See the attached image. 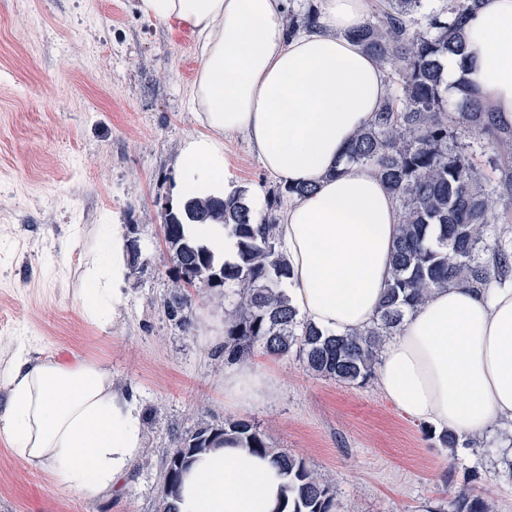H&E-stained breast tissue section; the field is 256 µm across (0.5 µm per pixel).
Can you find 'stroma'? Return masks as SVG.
I'll return each instance as SVG.
<instances>
[{"instance_id":"obj_1","label":"stroma","mask_w":512,"mask_h":512,"mask_svg":"<svg viewBox=\"0 0 512 512\" xmlns=\"http://www.w3.org/2000/svg\"><path fill=\"white\" fill-rule=\"evenodd\" d=\"M140 0H0V366L17 344L65 364L94 361L144 408L147 448L108 497L62 487L21 464L0 438V512H157L165 457L190 430L246 420L270 447L302 458L334 490L336 512H437L468 489L512 512V429L459 438L398 409L375 381L344 384L296 354L253 350L278 391L247 410L224 402V344L233 309L215 290L194 299L192 327L161 308L175 263L162 213L185 140L200 131L189 90L196 36L143 15ZM27 24H18L19 16ZM68 58L59 67V58ZM233 182L256 215L287 199L245 135L225 145ZM142 251L121 317L101 329L73 302L108 225Z\"/></svg>"}]
</instances>
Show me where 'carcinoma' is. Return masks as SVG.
<instances>
[{
	"mask_svg": "<svg viewBox=\"0 0 512 512\" xmlns=\"http://www.w3.org/2000/svg\"><path fill=\"white\" fill-rule=\"evenodd\" d=\"M486 0H447L424 15L414 30L411 17L423 0H388L379 19L349 33L379 65L391 64L400 75V91L389 95L371 124L357 135L347 162L376 170L401 206L400 234L391 280L375 322L368 329L325 334L298 317L284 290L288 262L277 248L276 218L256 217L241 194L228 198L189 196L164 214V242L175 260V285L162 302L165 318L186 331L191 288H237L235 319L225 331L224 360L240 361L256 346L271 356L298 350L306 369L317 376L366 384L373 374L378 347L405 316L424 302L433 288L484 290L512 272V243L490 239L487 227L498 206L466 153L448 147L459 130L485 136L492 149L500 186L512 187V131L500 127L493 113L469 94L448 110L443 92V60L464 55L462 23ZM309 5L288 14L294 35L317 24ZM188 224H222L237 239V260L215 259L204 245L186 235ZM240 439L257 452L273 456L287 476L289 512H335L332 487L306 462L269 447L245 420L200 427L181 439L165 459L159 512H179L177 486L196 454L226 440ZM440 512H491L490 504L466 491L448 498Z\"/></svg>",
	"mask_w": 512,
	"mask_h": 512,
	"instance_id": "carcinoma-1",
	"label": "carcinoma"
}]
</instances>
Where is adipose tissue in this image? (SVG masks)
<instances>
[{
	"instance_id": "obj_1",
	"label": "adipose tissue",
	"mask_w": 512,
	"mask_h": 512,
	"mask_svg": "<svg viewBox=\"0 0 512 512\" xmlns=\"http://www.w3.org/2000/svg\"><path fill=\"white\" fill-rule=\"evenodd\" d=\"M286 0H141L157 20L197 32L201 67L190 90L201 130L187 140L181 196H225V138L245 134L264 169L305 187L279 218L286 293L299 314L334 334L376 318L390 279L400 207L369 166L347 163L358 131L375 118L386 74L349 34L368 0H321L316 27L289 35ZM463 56L444 62L449 107L461 85L498 124L512 127V0H488L464 25ZM128 240L113 225L108 257L85 262L76 302L104 328L124 305ZM0 381L9 393L0 435L17 460L53 470L87 496L112 492L145 448L137 394L95 362L65 365L13 352ZM380 391L410 417L456 434L512 422V281L485 291L437 288L386 343ZM276 383L247 363L224 371V400L246 409ZM287 479L272 456L230 442L200 454L184 474L180 512H288Z\"/></svg>"
}]
</instances>
